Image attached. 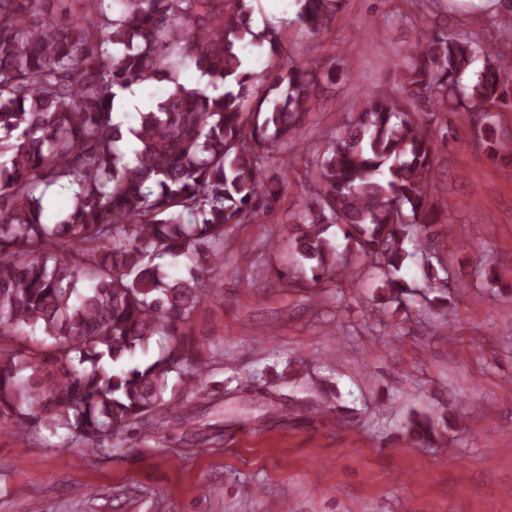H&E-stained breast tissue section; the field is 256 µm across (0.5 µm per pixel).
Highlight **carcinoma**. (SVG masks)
<instances>
[{
    "label": "carcinoma",
    "instance_id": "cac0c4a2",
    "mask_svg": "<svg viewBox=\"0 0 512 512\" xmlns=\"http://www.w3.org/2000/svg\"><path fill=\"white\" fill-rule=\"evenodd\" d=\"M0 0V433L66 431L91 445L178 414L172 375L188 386L207 367L193 331L200 306L224 301L218 269L224 238L253 224L288 190L291 158L277 148L297 138L320 93L345 75L285 52V29L251 24L254 0ZM418 12L401 96L365 92L314 160L315 194L288 225L299 267L277 271L293 288L344 277L347 261L325 237L345 227L347 247L380 273L396 304L417 284L400 272L429 251L442 149L465 121L493 160L512 157L493 112L512 103V55L485 51L469 34L423 22L436 0H406ZM500 21L512 42V0ZM343 0H300L297 21L317 35ZM267 52L272 66L255 85L241 49ZM194 66L206 88H188ZM169 85L157 110L129 129L135 164L118 147L115 88ZM77 185L74 205L54 224L42 196ZM185 261L172 276L163 258ZM424 286L445 310L453 284L422 261ZM155 358L137 361L156 339ZM260 420L284 409L329 411L311 397L283 407L273 394ZM454 428L453 415L418 414L406 424L429 445Z\"/></svg>",
    "mask_w": 512,
    "mask_h": 512
}]
</instances>
